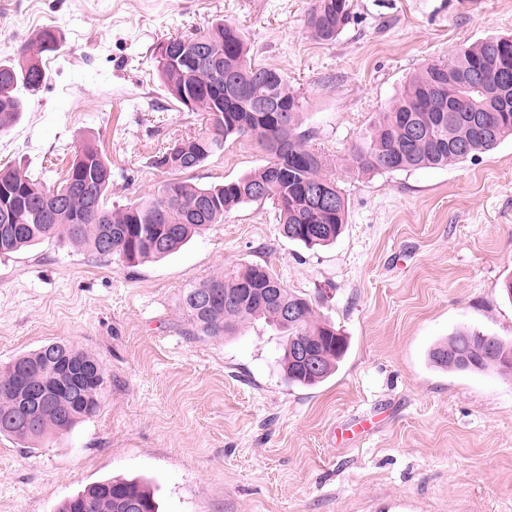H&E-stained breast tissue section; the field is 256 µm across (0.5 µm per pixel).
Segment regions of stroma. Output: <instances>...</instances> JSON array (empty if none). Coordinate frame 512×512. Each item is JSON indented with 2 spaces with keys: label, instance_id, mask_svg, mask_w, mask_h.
I'll return each mask as SVG.
<instances>
[{
  "label": "stroma",
  "instance_id": "1",
  "mask_svg": "<svg viewBox=\"0 0 512 512\" xmlns=\"http://www.w3.org/2000/svg\"><path fill=\"white\" fill-rule=\"evenodd\" d=\"M314 0H0V61L42 29L60 48L0 136V165L59 182L76 148L112 166L107 201L157 194L168 143L207 128L156 71V48L225 19L255 63L303 101L312 147L348 201L336 240L306 247L269 201L239 206L179 251L127 263L52 238L0 256V367L50 341L97 357L96 414L26 448L0 437V512H54L112 476L150 481L159 512H512V377L436 369L426 353L459 329L512 342V138L437 169L358 173L347 157L425 65L512 34V0H353L333 42L314 39ZM228 140L189 173L221 184L266 165ZM268 266L349 350L326 381L288 385L283 336L264 322L191 334L184 288L229 266ZM374 420L359 441L340 431Z\"/></svg>",
  "mask_w": 512,
  "mask_h": 512
}]
</instances>
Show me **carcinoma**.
Segmentation results:
<instances>
[{"mask_svg":"<svg viewBox=\"0 0 512 512\" xmlns=\"http://www.w3.org/2000/svg\"><path fill=\"white\" fill-rule=\"evenodd\" d=\"M350 0H315L307 17L312 36L332 42L350 19ZM190 39L224 68V79L240 88L236 103L220 108L223 88L211 73L200 70L189 80L155 57L166 89L188 85L194 112L208 114L210 128L192 139L179 157L164 149L154 159L157 167L179 172L200 168L211 156L224 151L232 138L253 137L270 160L265 166L233 181L201 186L187 181L169 182L158 195L129 205L108 206L112 181L86 183L81 192L68 180L49 187L41 179L12 166L0 167V183H11L23 195L22 203L0 210V255H9L49 238H65L100 256H118L130 263L166 257L182 248L212 224H221L233 210L248 202L268 199L280 212L284 236L308 246L324 245L338 236L348 214V202L327 162L310 148V134L300 130L301 98L288 85L280 69L257 65L249 57L250 45L241 29L217 20ZM59 47L54 32L42 30L17 49L14 58L0 61V134L8 132L23 112L18 88L38 90L46 79L42 55ZM494 65L512 73V36L489 37L460 47L449 63L423 67L405 83L401 92L380 112L348 162L361 172H397L446 167L495 148L512 136V94L482 113L474 123L482 98L467 83V75ZM276 99L286 112L272 123L252 111L254 101ZM426 132L413 140L410 127ZM73 176L83 169L102 171L107 161L91 143L75 151ZM332 185L331 209L317 207L311 189ZM268 186L262 198L254 188ZM95 206H87V200ZM209 301H200L201 297ZM180 304L192 331L198 335H232L252 321L263 320L288 336L282 368L288 381L312 386L336 371L347 351L345 337L320 322L312 303L284 288L261 264L235 266L212 275L183 292ZM293 309L283 316L281 307ZM305 344L318 367L299 360L298 346ZM429 358L452 372L505 373L512 370V343L480 331L459 330L436 345ZM55 380L60 390L37 398L30 390L40 382ZM107 379L94 356L65 341H55L19 355L0 368V435L21 443H37L67 431L98 410ZM136 503L141 512H158L149 483L139 478L112 477L92 484L64 499L57 512H117L122 503Z\"/></svg>","mask_w":512,"mask_h":512,"instance_id":"cac0c4a2","label":"carcinoma"}]
</instances>
